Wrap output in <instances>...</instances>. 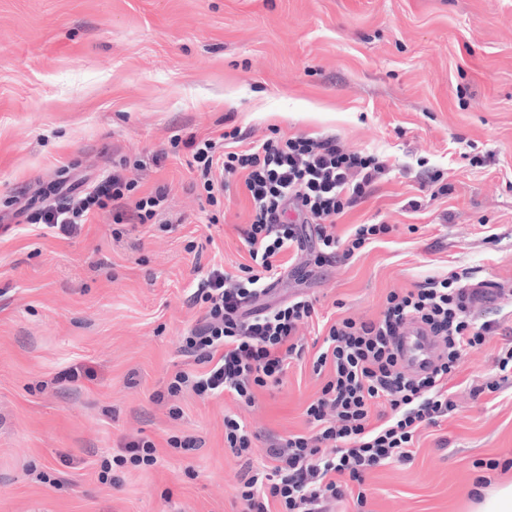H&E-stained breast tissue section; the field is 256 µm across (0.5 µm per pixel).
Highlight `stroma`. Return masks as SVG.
Instances as JSON below:
<instances>
[{
	"instance_id": "stroma-1",
	"label": "stroma",
	"mask_w": 512,
	"mask_h": 512,
	"mask_svg": "<svg viewBox=\"0 0 512 512\" xmlns=\"http://www.w3.org/2000/svg\"><path fill=\"white\" fill-rule=\"evenodd\" d=\"M274 131L387 160L336 233L390 231L344 262L280 257L269 304L299 292L314 313L302 356L253 406L170 397L195 368L179 350L203 314L187 302L194 279L251 262L243 181L209 205L184 142L237 152ZM115 170L129 211L167 187V224L99 211L66 238L18 213ZM427 173L450 192L421 190ZM462 271L501 289L500 330L449 375L456 408L419 432L411 461L371 471L364 506L335 512H470L479 479L512 483L484 466L512 458V377L473 392L498 378L512 328V0H0V512H242L225 416L261 451L308 433L328 379L312 367L323 325L376 318L390 290ZM187 436L202 447L174 448ZM141 437L156 464L101 481L103 458Z\"/></svg>"
}]
</instances>
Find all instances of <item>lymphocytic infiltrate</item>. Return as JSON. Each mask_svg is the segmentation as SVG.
I'll use <instances>...</instances> for the list:
<instances>
[{"instance_id":"1","label":"lymphocytic infiltrate","mask_w":512,"mask_h":512,"mask_svg":"<svg viewBox=\"0 0 512 512\" xmlns=\"http://www.w3.org/2000/svg\"><path fill=\"white\" fill-rule=\"evenodd\" d=\"M185 146L208 195L223 193L231 179L243 176L252 205L244 241L256 268L240 279L215 265L196 279L187 301L202 306L204 314L184 337L181 351L204 370L177 373L168 392L228 393L250 406L255 388L279 383L289 359L302 354L296 332L314 311L301 296L275 308L258 306L280 277L277 257L312 243L320 254L345 261L387 234V225L362 224L344 239L336 233L335 219L368 196L389 166L376 155L346 151L334 136L272 137L222 157L213 139L192 136ZM125 186L121 175L103 177L84 197L46 208L36 221L65 236L77 232L95 210L111 209L115 222H122ZM468 279L465 272L431 277L411 290L390 291L378 318L331 324L313 363L315 371L327 367L331 373L306 409L312 434L271 441L266 459L258 460L245 424L225 418L224 442L245 461L243 512H324L326 503L348 497L362 504L367 473L411 460L416 433L455 409L444 379L496 327L472 318ZM408 323L443 346L436 365L414 376L399 356ZM380 400L391 414L373 428L371 411Z\"/></svg>"}]
</instances>
